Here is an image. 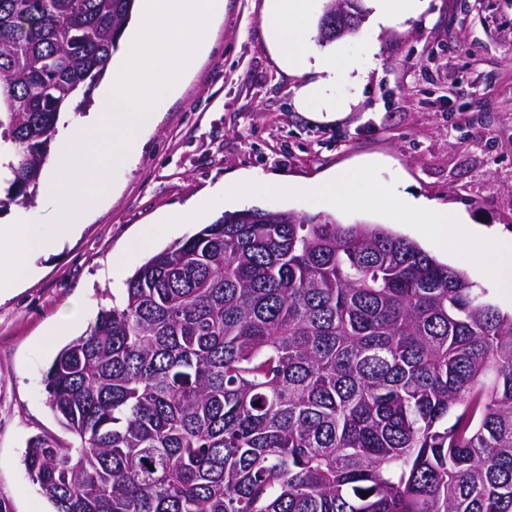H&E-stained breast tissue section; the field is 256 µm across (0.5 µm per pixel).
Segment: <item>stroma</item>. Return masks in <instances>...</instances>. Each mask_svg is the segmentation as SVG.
Segmentation results:
<instances>
[{
	"label": "stroma",
	"mask_w": 512,
	"mask_h": 512,
	"mask_svg": "<svg viewBox=\"0 0 512 512\" xmlns=\"http://www.w3.org/2000/svg\"><path fill=\"white\" fill-rule=\"evenodd\" d=\"M209 48L154 124L134 136L110 195L62 250L40 256L36 274L0 302V499L11 512H52L22 462L36 437L61 446L72 435L46 402L54 352L40 345L66 308L71 337L121 298L148 252L191 235L196 224L248 207L332 213L342 222L382 224L463 271L501 310L506 292L478 272L465 244L443 247L421 224L393 222L369 205L342 206L307 193L331 173L368 165L389 191L448 207L465 223L512 234V0H429L419 15L313 50L344 69L319 99L299 88L318 73L288 71L262 29L264 0H224ZM340 102L343 118L311 120ZM196 224L174 215L194 203ZM156 236L133 251L143 228Z\"/></svg>",
	"instance_id": "1"
}]
</instances>
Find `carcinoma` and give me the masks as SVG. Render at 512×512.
<instances>
[{"mask_svg":"<svg viewBox=\"0 0 512 512\" xmlns=\"http://www.w3.org/2000/svg\"><path fill=\"white\" fill-rule=\"evenodd\" d=\"M362 0L318 23L354 34ZM135 0H0V208ZM76 444L23 463L54 512H512V312L381 224L226 210L141 264L56 355Z\"/></svg>","mask_w":512,"mask_h":512,"instance_id":"carcinoma-1","label":"carcinoma"}]
</instances>
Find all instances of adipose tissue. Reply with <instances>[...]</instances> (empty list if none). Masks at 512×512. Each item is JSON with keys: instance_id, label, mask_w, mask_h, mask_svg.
Returning a JSON list of instances; mask_svg holds the SVG:
<instances>
[{"instance_id": "adipose-tissue-1", "label": "adipose tissue", "mask_w": 512, "mask_h": 512, "mask_svg": "<svg viewBox=\"0 0 512 512\" xmlns=\"http://www.w3.org/2000/svg\"><path fill=\"white\" fill-rule=\"evenodd\" d=\"M313 0H265L262 27L277 51L282 63L298 73L311 70L324 74L325 81L333 82L340 69L336 55L313 53L308 46V27ZM324 83H311L300 88L298 95L308 101L320 97ZM364 183L361 194L351 192V182ZM316 198L331 197L345 206H356L378 198L377 189L370 185L365 170H340L312 187ZM393 219L405 222L416 220L427 225L431 240L464 239L473 243L485 255L482 276L499 287L512 288V237L479 233L474 227L459 223L455 213L447 208L424 206L404 193L394 196L390 208Z\"/></svg>"}]
</instances>
